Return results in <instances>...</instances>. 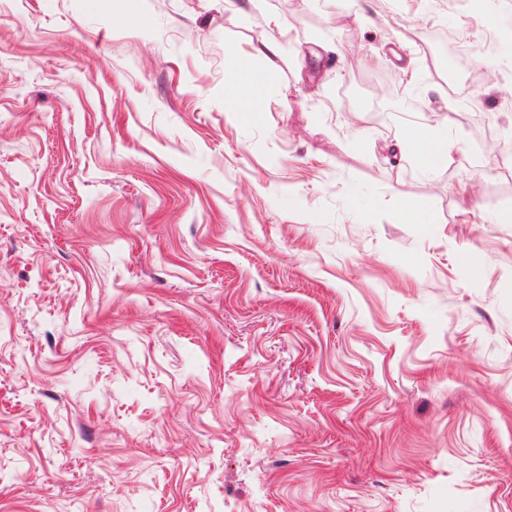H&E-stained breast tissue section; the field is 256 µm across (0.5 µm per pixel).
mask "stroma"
Returning <instances> with one entry per match:
<instances>
[{"label":"stroma","mask_w":512,"mask_h":512,"mask_svg":"<svg viewBox=\"0 0 512 512\" xmlns=\"http://www.w3.org/2000/svg\"><path fill=\"white\" fill-rule=\"evenodd\" d=\"M142 7L0 0V512H512V152L396 149L512 138L482 14ZM272 79L269 71L262 69L236 68L232 70L226 79V86L237 89L241 85L258 88ZM231 112L236 122L242 123L258 112L256 98L249 92L237 93L232 101ZM444 125L447 123L442 120L434 128L414 126L408 131L405 140L399 144L400 150L408 153L418 167L428 175L446 166L453 152L466 156L457 143L448 137V128H439Z\"/></svg>","instance_id":"1"}]
</instances>
